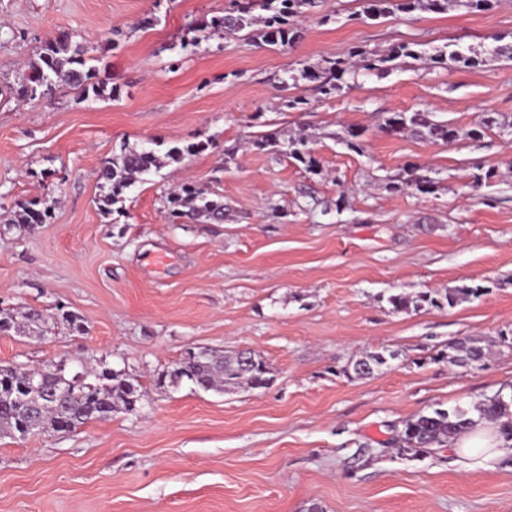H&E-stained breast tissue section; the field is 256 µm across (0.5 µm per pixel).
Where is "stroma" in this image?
<instances>
[{"mask_svg": "<svg viewBox=\"0 0 512 512\" xmlns=\"http://www.w3.org/2000/svg\"><path fill=\"white\" fill-rule=\"evenodd\" d=\"M227 4L0 0V308L72 312L87 329L0 333V363L84 357L144 393L136 411L70 433L0 437V512H512L511 456L394 448L407 418L512 394V349L497 343L512 336V60L435 59L512 42V0L377 20L365 0H314L289 46L254 27L190 46ZM63 32L93 47L104 97L22 96L30 60ZM404 44L422 57L330 96L300 76L356 46ZM417 111L456 140L382 132L390 113ZM489 113L506 127L469 137ZM351 127L362 151L342 142ZM269 134L307 137L316 168L260 145ZM152 140L198 150L103 215V162ZM410 162L431 170L432 192L391 189ZM185 182L221 197L223 217L169 219ZM44 198L56 202L46 223L13 228L20 204ZM477 286L451 308L388 301ZM467 336L492 353L449 365L443 352ZM193 347L253 351L273 382L157 387ZM385 350L395 359L354 375Z\"/></svg>", "mask_w": 512, "mask_h": 512, "instance_id": "obj_1", "label": "stroma"}]
</instances>
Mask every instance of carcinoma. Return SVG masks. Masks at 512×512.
Instances as JSON below:
<instances>
[{
	"label": "carcinoma",
	"instance_id": "obj_1",
	"mask_svg": "<svg viewBox=\"0 0 512 512\" xmlns=\"http://www.w3.org/2000/svg\"><path fill=\"white\" fill-rule=\"evenodd\" d=\"M233 8L223 17L213 20V27L234 36L250 24L255 11L267 12L261 37L268 44H290L292 29L290 18L303 13L311 0H232ZM472 11H487L492 0H367L365 13L381 17L396 11L410 13L416 10L442 12L448 7ZM90 48L72 43L69 35L57 36L46 42L39 60L31 64L32 73L22 86L23 96L30 100L43 99L51 95L60 84L81 89L84 94L101 97L105 83L97 79L96 70L86 67L85 55ZM418 53L406 46L378 56L361 47H353L348 57L338 58L329 66L316 70H304L301 77L319 82L325 95L341 90L345 76L356 74L352 59L363 62V69L379 74L387 72L382 64L400 57L414 58ZM385 131L390 135L413 133L426 140L450 142L456 138L454 129L438 123L427 112H393L385 119ZM286 153L306 164L314 166V159L307 142H290ZM161 167L160 158L153 147L131 150L118 159L105 162L100 170L102 187L107 192L99 199V209L110 216L117 211L116 205L123 201L127 189L142 176ZM393 189L405 188L428 193L434 185L428 170L417 164L404 166L403 173L391 180ZM175 206L171 213L188 206L198 214L215 219L221 217L224 203L209 197V193L190 184L170 197ZM55 200H35L21 207L15 214L18 224H43L51 216ZM480 288H455L445 293L423 292L415 297L392 295L389 303L395 310L409 307L421 308L453 307L468 296H477ZM452 353L448 362L459 367L480 366L487 357V349L474 338L458 339L450 346ZM200 348H189L172 370L158 374V387L176 384L185 379L203 391L226 392L247 387L261 389L272 380V372L263 358L250 354V364L243 365L241 353L226 355L210 350L206 356L199 354ZM395 353L374 352L354 362L353 372L359 377L372 375ZM33 379H42L48 385L46 395L37 397L27 392ZM141 399L140 385L124 372L103 363L96 367L85 361L75 362L62 358L44 368L34 370L11 363L0 364V435L37 434L48 432H70L92 420H106L117 412L136 410ZM501 422L505 440H512V397L504 398L500 393L484 399L472 407L455 406L450 409L436 408L425 414L407 419L403 424L398 453L404 455L424 453L432 448L448 446L457 435L473 427L481 420Z\"/></svg>",
	"mask_w": 512,
	"mask_h": 512
}]
</instances>
